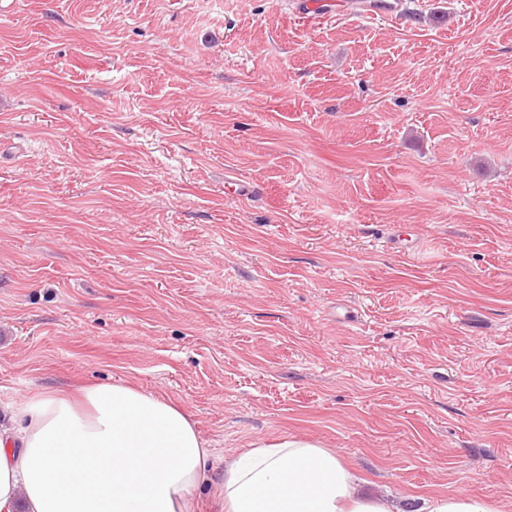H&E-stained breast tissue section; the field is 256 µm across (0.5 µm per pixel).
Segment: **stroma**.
I'll return each mask as SVG.
<instances>
[{"label": "stroma", "instance_id": "1", "mask_svg": "<svg viewBox=\"0 0 512 512\" xmlns=\"http://www.w3.org/2000/svg\"><path fill=\"white\" fill-rule=\"evenodd\" d=\"M403 2L14 0L0 416L122 381L217 465L293 436L512 512V0Z\"/></svg>", "mask_w": 512, "mask_h": 512}]
</instances>
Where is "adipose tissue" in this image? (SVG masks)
Listing matches in <instances>:
<instances>
[{
    "label": "adipose tissue",
    "mask_w": 512,
    "mask_h": 512,
    "mask_svg": "<svg viewBox=\"0 0 512 512\" xmlns=\"http://www.w3.org/2000/svg\"><path fill=\"white\" fill-rule=\"evenodd\" d=\"M401 512L319 443L287 437L216 472L192 414L121 383L34 390L0 426V512Z\"/></svg>",
    "instance_id": "adipose-tissue-1"
}]
</instances>
